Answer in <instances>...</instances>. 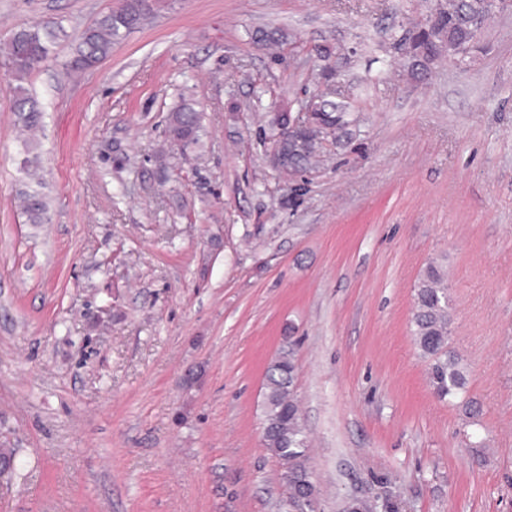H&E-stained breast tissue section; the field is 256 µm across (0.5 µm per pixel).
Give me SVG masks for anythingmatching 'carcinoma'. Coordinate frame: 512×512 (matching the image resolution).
<instances>
[{
    "label": "carcinoma",
    "mask_w": 512,
    "mask_h": 512,
    "mask_svg": "<svg viewBox=\"0 0 512 512\" xmlns=\"http://www.w3.org/2000/svg\"><path fill=\"white\" fill-rule=\"evenodd\" d=\"M147 0H125L122 8L101 14L81 34L74 46L68 67L72 71L92 68L112 52V46L127 33L140 28L152 15ZM491 12L486 0H446V4L424 21L415 24L399 40V49L408 73L421 78L429 65L446 56L463 61L474 47ZM69 38L60 22L20 28L0 43L9 75L16 82L15 109L18 123L25 130L40 124L43 109L37 96L25 87L31 74L54 53L56 46ZM319 121L288 140L283 138L278 116L270 120L273 153L284 160L277 169L293 174L311 167L324 141H339L348 133L350 119L342 103L324 94L316 101ZM199 112L189 102L181 103L170 117L169 134L184 147L198 142ZM22 170L34 176L41 169L40 143L23 140ZM27 214L32 224H42L48 212L45 195L33 189L25 193ZM446 274L431 264L414 286L415 305L412 336L419 355L428 366L429 383L440 400L457 403L468 418L479 415L480 408L468 397V371L462 357L451 346V299L445 284ZM293 353L283 351L266 372L263 439L265 447L285 466L288 497L316 491L313 472L306 465L307 445L294 392Z\"/></svg>",
    "instance_id": "cac0c4a2"
}]
</instances>
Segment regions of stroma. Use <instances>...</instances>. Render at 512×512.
Listing matches in <instances>:
<instances>
[{
	"label": "stroma",
	"instance_id": "stroma-1",
	"mask_svg": "<svg viewBox=\"0 0 512 512\" xmlns=\"http://www.w3.org/2000/svg\"><path fill=\"white\" fill-rule=\"evenodd\" d=\"M123 2L0 0V42L53 21L72 40ZM435 2L154 0L93 69L66 72L64 43L29 78L37 227L0 65V512H288L263 441L286 346L320 512H512V9L418 80L394 45ZM323 49L355 123L286 175L269 121L321 91ZM185 99L199 148L168 135ZM431 262L473 421L411 335ZM25 196L30 224H43L49 208L45 195L37 189H32L26 192Z\"/></svg>",
	"mask_w": 512,
	"mask_h": 512
}]
</instances>
